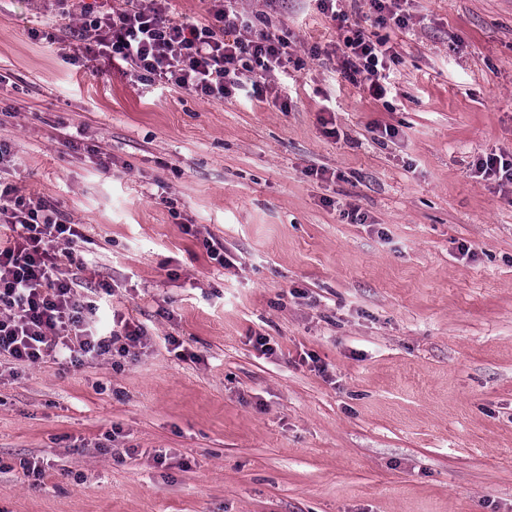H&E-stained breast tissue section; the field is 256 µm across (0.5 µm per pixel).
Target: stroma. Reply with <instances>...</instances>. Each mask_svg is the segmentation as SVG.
<instances>
[{"instance_id": "1", "label": "stroma", "mask_w": 512, "mask_h": 512, "mask_svg": "<svg viewBox=\"0 0 512 512\" xmlns=\"http://www.w3.org/2000/svg\"><path fill=\"white\" fill-rule=\"evenodd\" d=\"M243 5L304 60L261 99L71 65L50 0H0L11 181L151 336L117 370L0 376V512H512V190L475 172L512 157V0H408L404 29L365 0ZM356 26L398 54L386 101L339 73Z\"/></svg>"}]
</instances>
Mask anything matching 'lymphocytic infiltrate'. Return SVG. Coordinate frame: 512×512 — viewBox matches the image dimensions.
<instances>
[{
  "label": "lymphocytic infiltrate",
  "instance_id": "f902f5d3",
  "mask_svg": "<svg viewBox=\"0 0 512 512\" xmlns=\"http://www.w3.org/2000/svg\"><path fill=\"white\" fill-rule=\"evenodd\" d=\"M65 35L92 41L98 56L119 60L137 82L180 89L206 99L248 93L260 99L268 79L287 66L302 67L287 31L241 0H211V23L177 18L171 0H123L99 11L85 0H55ZM396 59L387 39L361 28L345 36L339 67L368 97L386 98V72ZM11 148L0 140V361L32 366L52 359L79 367L99 358L128 357L147 348V328L113 311L112 325H94V302L78 290L69 267L84 269L77 245L87 237L54 205L22 193L8 181Z\"/></svg>",
  "mask_w": 512,
  "mask_h": 512
}]
</instances>
